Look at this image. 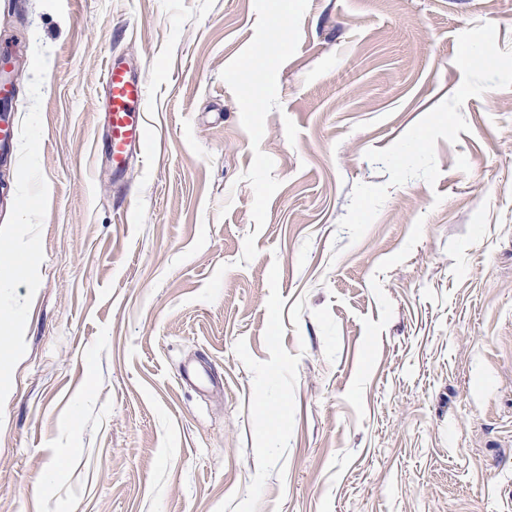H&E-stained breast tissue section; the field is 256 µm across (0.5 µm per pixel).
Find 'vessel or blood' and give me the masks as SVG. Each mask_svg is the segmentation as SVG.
<instances>
[{
	"instance_id": "b4317fda",
	"label": "vessel or blood",
	"mask_w": 512,
	"mask_h": 512,
	"mask_svg": "<svg viewBox=\"0 0 512 512\" xmlns=\"http://www.w3.org/2000/svg\"><path fill=\"white\" fill-rule=\"evenodd\" d=\"M110 160L114 172L125 171L133 153L149 152L150 129L145 121L147 89L144 82L120 61H110L105 70Z\"/></svg>"
}]
</instances>
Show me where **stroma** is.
Returning <instances> with one entry per match:
<instances>
[{
  "label": "stroma",
  "mask_w": 512,
  "mask_h": 512,
  "mask_svg": "<svg viewBox=\"0 0 512 512\" xmlns=\"http://www.w3.org/2000/svg\"><path fill=\"white\" fill-rule=\"evenodd\" d=\"M2 31L0 512H512V0H0ZM259 46L267 95L231 76ZM115 56L153 138L118 176Z\"/></svg>",
  "instance_id": "stroma-1"
}]
</instances>
